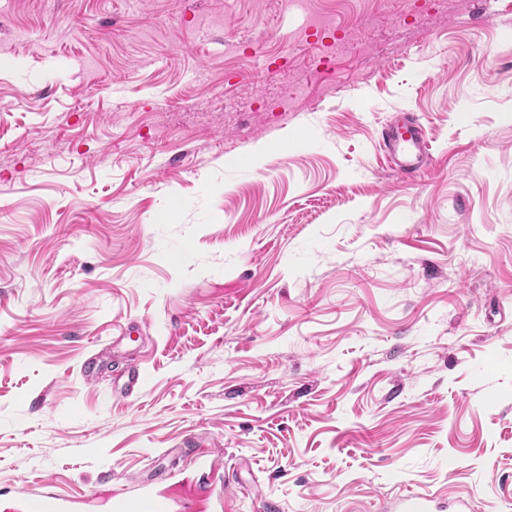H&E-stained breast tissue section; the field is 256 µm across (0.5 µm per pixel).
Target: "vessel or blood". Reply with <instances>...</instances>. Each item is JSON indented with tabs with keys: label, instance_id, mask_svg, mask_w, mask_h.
<instances>
[{
	"label": "vessel or blood",
	"instance_id": "b4317fda",
	"mask_svg": "<svg viewBox=\"0 0 512 512\" xmlns=\"http://www.w3.org/2000/svg\"><path fill=\"white\" fill-rule=\"evenodd\" d=\"M382 150L396 170L404 177L420 173L430 159L429 146L424 131L416 118L407 112L392 122L387 123L381 131ZM144 384V375L139 366H128L114 381L113 392L126 398L138 393ZM169 478L165 469L155 471L140 482L141 497L131 499L122 493H113V506L116 512H173L174 505L154 487ZM73 499L55 494L41 493L35 496L14 498L11 512H73Z\"/></svg>",
	"mask_w": 512,
	"mask_h": 512
}]
</instances>
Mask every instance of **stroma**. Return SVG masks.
Listing matches in <instances>:
<instances>
[{
	"instance_id": "obj_1",
	"label": "stroma",
	"mask_w": 512,
	"mask_h": 512,
	"mask_svg": "<svg viewBox=\"0 0 512 512\" xmlns=\"http://www.w3.org/2000/svg\"><path fill=\"white\" fill-rule=\"evenodd\" d=\"M307 9L334 81L289 0H0L1 504L163 467L198 512H512V0ZM351 45L352 42L349 39H347L343 34L340 37L336 38V40L334 41H322L320 43H317L315 47V53L311 60L314 70L321 76L331 74L328 68L322 67L323 64H325V62L327 61L326 59L329 56L335 54L336 56H339L344 51H346ZM382 150L396 170L410 178L420 173L430 159L429 146L423 128L416 118L401 112L381 131ZM144 384V375L138 365H129L114 381L113 393L127 398L138 393Z\"/></svg>"
}]
</instances>
